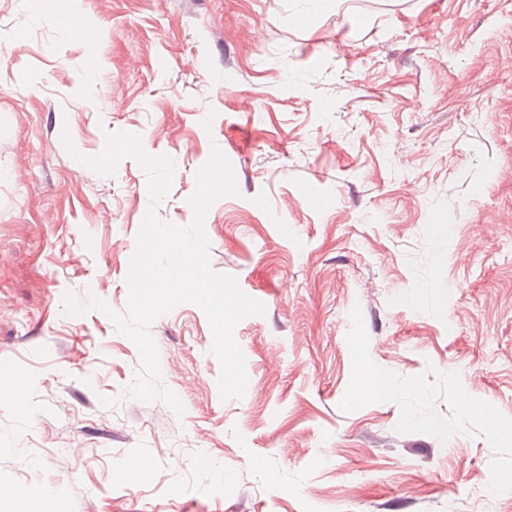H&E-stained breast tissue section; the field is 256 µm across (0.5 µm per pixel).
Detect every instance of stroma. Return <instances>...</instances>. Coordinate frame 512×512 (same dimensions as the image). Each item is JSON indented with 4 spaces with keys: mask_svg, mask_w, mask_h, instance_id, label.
<instances>
[{
    "mask_svg": "<svg viewBox=\"0 0 512 512\" xmlns=\"http://www.w3.org/2000/svg\"><path fill=\"white\" fill-rule=\"evenodd\" d=\"M63 6L96 58L0 0V512H512V0ZM119 132L174 160L165 222L212 147L233 166L205 232L264 306L243 398L195 304L149 328L180 416L131 396L105 314L63 310L126 311L146 176L78 161ZM362 363L389 395L352 401Z\"/></svg>",
    "mask_w": 512,
    "mask_h": 512,
    "instance_id": "1",
    "label": "stroma"
}]
</instances>
